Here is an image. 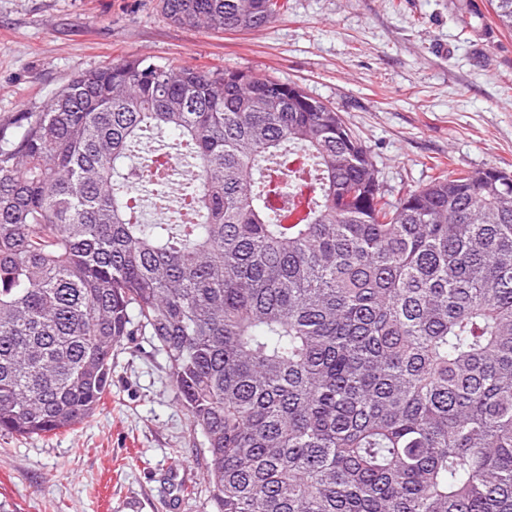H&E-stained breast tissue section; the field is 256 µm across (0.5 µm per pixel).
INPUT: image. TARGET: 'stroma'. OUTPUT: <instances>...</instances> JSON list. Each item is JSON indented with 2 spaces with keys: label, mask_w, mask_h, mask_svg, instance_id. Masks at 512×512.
I'll list each match as a JSON object with an SVG mask.
<instances>
[{
  "label": "stroma",
  "mask_w": 512,
  "mask_h": 512,
  "mask_svg": "<svg viewBox=\"0 0 512 512\" xmlns=\"http://www.w3.org/2000/svg\"><path fill=\"white\" fill-rule=\"evenodd\" d=\"M266 26L173 24L160 0H0V127L76 74L131 55L300 86L371 152L392 200L441 173L512 174V32L489 0H283ZM207 450L151 337L112 351V386L73 428L0 434L11 512H214Z\"/></svg>",
  "instance_id": "stroma-1"
}]
</instances>
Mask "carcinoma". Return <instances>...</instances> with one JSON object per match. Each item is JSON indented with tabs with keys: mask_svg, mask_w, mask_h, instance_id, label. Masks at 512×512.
Segmentation results:
<instances>
[{
	"mask_svg": "<svg viewBox=\"0 0 512 512\" xmlns=\"http://www.w3.org/2000/svg\"><path fill=\"white\" fill-rule=\"evenodd\" d=\"M160 2L214 31L285 7ZM492 2L512 31V0ZM16 128H0L1 432L83 422L138 330L205 439L214 512H512V175L392 202L298 85L138 57L78 73ZM145 139L196 181L132 163ZM299 157L315 187L298 211ZM143 170L186 222L142 220Z\"/></svg>",
	"mask_w": 512,
	"mask_h": 512,
	"instance_id": "carcinoma-1",
	"label": "carcinoma"
}]
</instances>
